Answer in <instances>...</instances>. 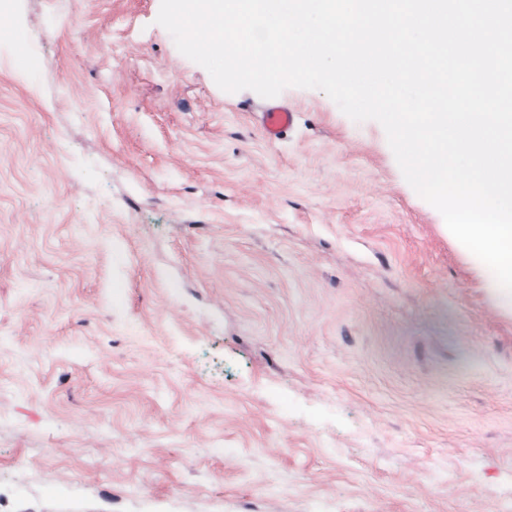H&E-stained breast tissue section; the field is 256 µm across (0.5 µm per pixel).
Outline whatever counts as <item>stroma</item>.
Returning a JSON list of instances; mask_svg holds the SVG:
<instances>
[{
  "mask_svg": "<svg viewBox=\"0 0 512 512\" xmlns=\"http://www.w3.org/2000/svg\"><path fill=\"white\" fill-rule=\"evenodd\" d=\"M160 3L0 33V512H512V315L383 127ZM294 113L281 106H271L263 113L262 127L270 140L280 139L293 125Z\"/></svg>",
  "mask_w": 512,
  "mask_h": 512,
  "instance_id": "stroma-1",
  "label": "stroma"
}]
</instances>
